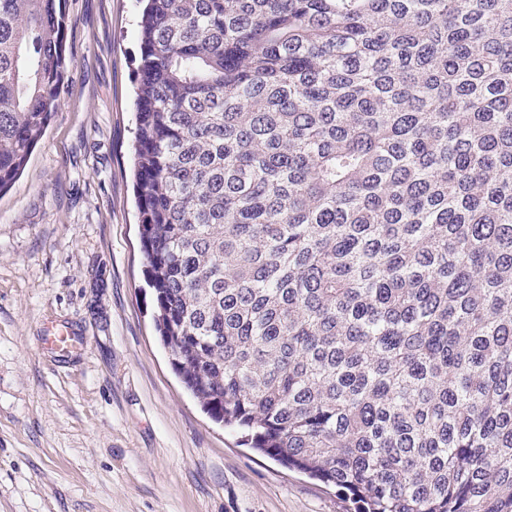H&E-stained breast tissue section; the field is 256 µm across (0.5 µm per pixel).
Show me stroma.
Masks as SVG:
<instances>
[{
  "mask_svg": "<svg viewBox=\"0 0 512 512\" xmlns=\"http://www.w3.org/2000/svg\"><path fill=\"white\" fill-rule=\"evenodd\" d=\"M68 67L0 192V512H346L336 487L242 446L155 330L134 203L136 0H64ZM87 340L58 358L44 338Z\"/></svg>",
  "mask_w": 512,
  "mask_h": 512,
  "instance_id": "1",
  "label": "stroma"
}]
</instances>
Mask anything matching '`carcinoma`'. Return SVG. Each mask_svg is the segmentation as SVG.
<instances>
[{"label":"carcinoma","mask_w":512,"mask_h":512,"mask_svg":"<svg viewBox=\"0 0 512 512\" xmlns=\"http://www.w3.org/2000/svg\"><path fill=\"white\" fill-rule=\"evenodd\" d=\"M136 199L170 363L355 512H512V0H147ZM0 0V191L63 80Z\"/></svg>","instance_id":"1"}]
</instances>
